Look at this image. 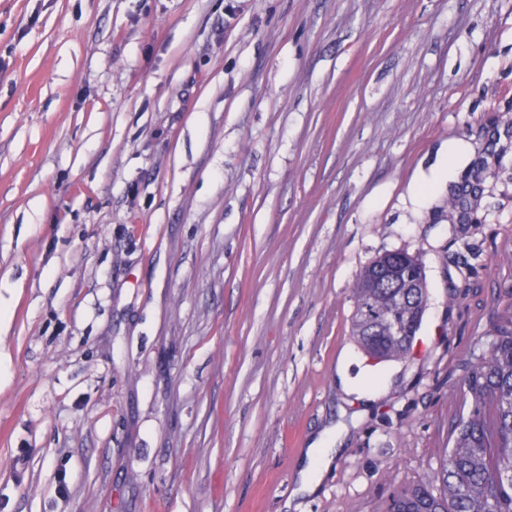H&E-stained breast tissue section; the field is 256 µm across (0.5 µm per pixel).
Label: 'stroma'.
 <instances>
[{"instance_id":"stroma-1","label":"stroma","mask_w":512,"mask_h":512,"mask_svg":"<svg viewBox=\"0 0 512 512\" xmlns=\"http://www.w3.org/2000/svg\"><path fill=\"white\" fill-rule=\"evenodd\" d=\"M504 97L512 0H0V512H386L431 480L512 284V152L480 223L412 187ZM394 250L429 302L378 363L350 294ZM330 443L329 437L321 436L306 449L307 462L298 473L297 492L314 491L321 476L330 469L332 454L337 453V448H329Z\"/></svg>"}]
</instances>
